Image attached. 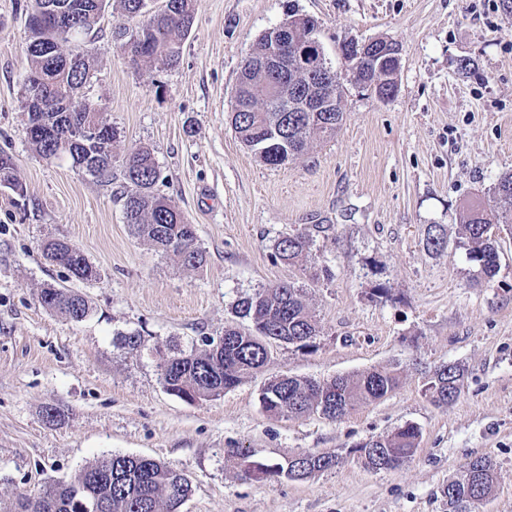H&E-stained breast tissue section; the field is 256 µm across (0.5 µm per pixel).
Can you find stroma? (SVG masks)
<instances>
[{
    "mask_svg": "<svg viewBox=\"0 0 512 512\" xmlns=\"http://www.w3.org/2000/svg\"><path fill=\"white\" fill-rule=\"evenodd\" d=\"M31 0H0V148L26 185L25 207L0 190V512L16 497L73 479L120 453L165 462L190 481L181 512H448L443 487L470 459L497 467L493 493L472 512H512V233L499 234V270L486 278L462 233L468 204L487 202L512 172V18L502 0H196L172 68L134 65L109 0L86 46L82 93L117 131L110 181L43 159L23 110ZM313 17L332 71L344 78L334 137L280 166L263 163L230 122L240 69L257 39L289 14ZM389 37L401 47L397 94L349 83L342 42ZM150 149L160 194L196 228L199 270L135 237L123 214V162ZM446 245L426 246L431 225ZM304 233L309 258L275 260L281 237ZM49 236L69 239L98 269L69 279L43 260ZM282 282L303 290L320 333L312 348L277 343L269 364L230 391L188 403L165 391L157 349L200 346L239 325L244 295ZM83 294L75 322L37 301L44 285ZM389 297H378V289ZM140 333V350L118 336ZM462 367V392L437 406L426 377ZM397 367L399 388L331 420L267 413L269 379L329 380ZM64 411L52 423L42 408ZM418 428L414 456L372 471L354 446ZM264 463L308 452L336 467L305 481H244L226 451Z\"/></svg>",
    "mask_w": 512,
    "mask_h": 512,
    "instance_id": "35a3bbf8",
    "label": "stroma"
}]
</instances>
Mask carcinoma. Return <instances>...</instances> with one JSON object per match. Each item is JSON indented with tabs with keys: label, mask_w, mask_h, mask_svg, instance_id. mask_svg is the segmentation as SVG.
<instances>
[{
	"label": "carcinoma",
	"mask_w": 512,
	"mask_h": 512,
	"mask_svg": "<svg viewBox=\"0 0 512 512\" xmlns=\"http://www.w3.org/2000/svg\"><path fill=\"white\" fill-rule=\"evenodd\" d=\"M52 3L71 14L68 29L57 35L47 24L29 23L26 56L28 71L24 79V112L27 135L35 150L49 160L66 157L80 172L97 180L112 177V124L98 105L78 100V93L90 78L87 55L73 48L86 43L95 28L106 0H33L31 8ZM124 15L136 21L131 36L136 46L129 60L158 67H172L181 57L184 40L194 23V0H163L152 9L151 0H121ZM288 55L302 63L288 72L272 99L260 69L240 74L235 99L243 110L234 115V129L240 141L267 165L279 166L307 154L311 143L336 134L343 113L306 112L300 108L310 86L308 65H326L319 42L309 39L306 24L288 28ZM398 67L371 66L354 75L360 88L372 93L395 85ZM288 97V111L276 112ZM126 189L123 208L131 231L161 253L176 257L186 268L197 269L205 252L197 243L194 225L165 197L157 193L161 172L151 151L140 148L125 161ZM8 189L15 201L26 199L27 188L15 174L13 156L0 149V188ZM512 229V173L501 175L492 188V205H471L463 216L462 230L469 244L470 259L486 277L499 266V243L491 229ZM312 240L302 234L284 236L273 247L274 257L294 265L309 257ZM46 263L67 270L69 278L92 281L98 270L84 253L64 238H50L41 245ZM38 303L50 312L79 322L90 307L86 298L68 288L46 285L37 294ZM237 317L248 321L246 330L224 329L223 343L205 336L203 347L188 352L157 351L160 381L167 392L195 402L219 396L236 387L244 377L259 370L270 357L269 344L285 342L298 349L313 347L319 334L314 315L302 300L301 289L291 283L262 288L236 305ZM464 370L442 364L432 371L426 390L435 405L455 401L460 393ZM396 368L375 369L341 377V385L314 379L287 376L264 385L263 408L272 415L288 418L317 413L340 419L355 406L374 402L394 392L400 385ZM420 433L413 425L395 429L383 437H371L352 449L358 461L369 469L375 464L372 449L395 469L418 449ZM228 457L236 461L244 479L302 481L332 469L337 457L332 453H306L294 463L253 466L252 455L229 448ZM81 473L94 481L79 484H53L41 491L20 496L12 512H180L191 493V483L165 463L144 457L111 454L86 466ZM496 480L495 466L488 457H476L464 467L462 475L448 482L443 497L448 512H459L467 495L491 494Z\"/></svg>",
	"instance_id": "1"
}]
</instances>
